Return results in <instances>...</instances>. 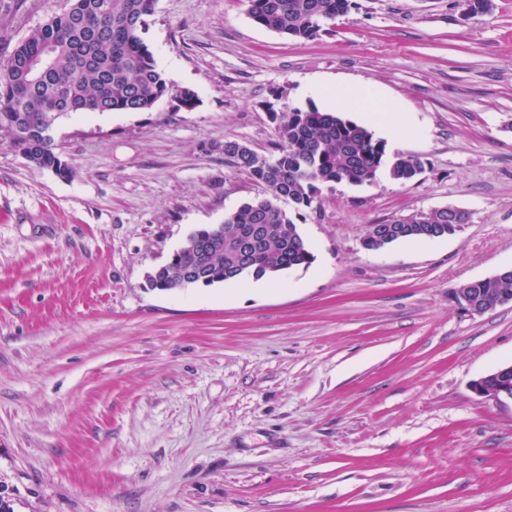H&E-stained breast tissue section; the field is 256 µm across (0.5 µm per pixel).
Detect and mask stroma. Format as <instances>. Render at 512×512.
Wrapping results in <instances>:
<instances>
[{
    "mask_svg": "<svg viewBox=\"0 0 512 512\" xmlns=\"http://www.w3.org/2000/svg\"><path fill=\"white\" fill-rule=\"evenodd\" d=\"M294 41L248 0H157L144 35L174 96L72 113L61 179L0 135V490L15 512H512V305L459 288L512 267V0H357ZM66 0H0V49ZM381 88L422 171L322 186L292 215L315 256L270 279L160 291L196 227L261 195L224 158L266 153L312 85ZM449 238L364 249L369 225L442 207ZM472 391L483 398L512 402V362L502 364L471 383Z\"/></svg>",
    "mask_w": 512,
    "mask_h": 512,
    "instance_id": "obj_1",
    "label": "stroma"
}]
</instances>
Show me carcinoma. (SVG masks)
Here are the masks:
<instances>
[{"label": "carcinoma", "instance_id": "obj_1", "mask_svg": "<svg viewBox=\"0 0 512 512\" xmlns=\"http://www.w3.org/2000/svg\"><path fill=\"white\" fill-rule=\"evenodd\" d=\"M249 16L263 28L287 39L309 41L328 23L357 8L356 0H249ZM155 0H71L63 12L34 28L0 61V132L27 162L68 179L72 171L52 138H44L65 113L54 108L78 102L84 112H145L171 91L144 39L146 18ZM276 152L259 153L237 140L224 141V158L264 193L243 204L219 225L193 229L176 257L151 287L171 291L213 286L227 281L271 277L283 270L308 267L314 255L298 225L279 206L282 199L296 209H311L321 186L362 185L375 181L380 169L405 183L416 176L411 156L388 155L386 143L367 127L338 112L294 109L277 124ZM467 220L454 222L437 212L423 224L398 219L372 225L362 239L370 251L401 241L443 238ZM246 224H265L269 244L244 268L228 270V239ZM211 239L215 249L204 274L182 279L184 267L195 263L196 239ZM491 297L512 290V273L467 284Z\"/></svg>", "mask_w": 512, "mask_h": 512}]
</instances>
